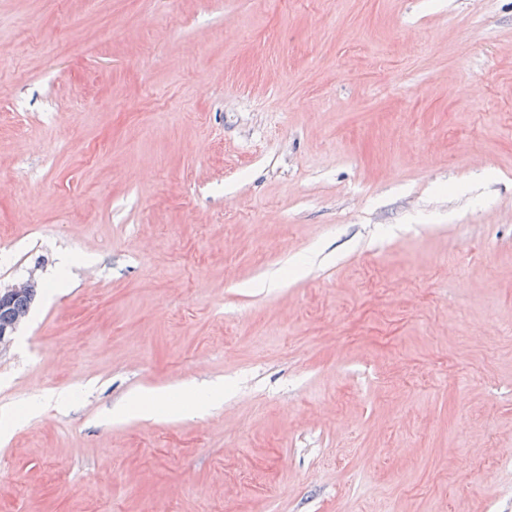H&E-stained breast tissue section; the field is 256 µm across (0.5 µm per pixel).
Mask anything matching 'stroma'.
Wrapping results in <instances>:
<instances>
[{
  "instance_id": "35a3bbf8",
  "label": "stroma",
  "mask_w": 512,
  "mask_h": 512,
  "mask_svg": "<svg viewBox=\"0 0 512 512\" xmlns=\"http://www.w3.org/2000/svg\"><path fill=\"white\" fill-rule=\"evenodd\" d=\"M27 279L0 512H512V0H0ZM139 410L145 414H150L157 406L165 405L171 413H179L185 407V404L176 403L169 398L167 392L149 391L136 397Z\"/></svg>"
}]
</instances>
